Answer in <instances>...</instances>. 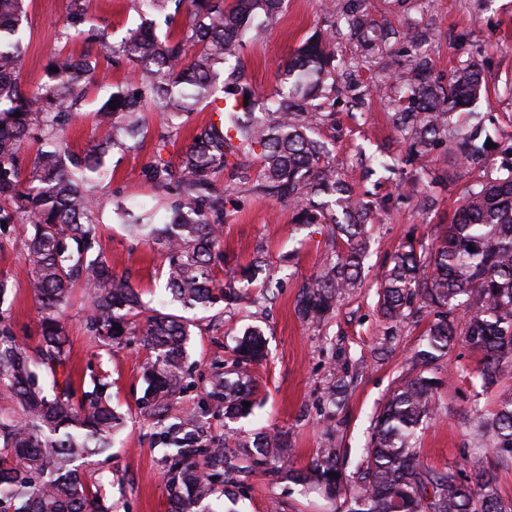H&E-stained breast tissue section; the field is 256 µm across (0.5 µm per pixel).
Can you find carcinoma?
Masks as SVG:
<instances>
[{
  "mask_svg": "<svg viewBox=\"0 0 512 512\" xmlns=\"http://www.w3.org/2000/svg\"><path fill=\"white\" fill-rule=\"evenodd\" d=\"M72 16L74 35L100 46L80 60H57L49 81L34 90L21 88L24 68V0H0V236L10 225L24 226L29 289L37 311L38 345H19L4 307L11 287L0 277V393L17 407L0 417V512H112L104 505L78 460L112 448L123 418L110 405V383L76 392L68 370L69 349L64 312L75 287L89 298L86 330L105 346L132 336L149 353L147 384L139 409L151 420V442L171 448L170 512H202L203 503L224 493L225 452L230 439L211 433L209 402L224 403V418L249 412L242 403L253 395L248 367L265 357L263 332L253 327L235 346L237 379L215 374L197 407L179 416L173 402L193 386L186 366L192 335L184 317L141 301L126 276H117L98 241L97 200L89 186L104 165L109 148L145 136L142 106L149 104L166 125L182 119L205 102L217 116L196 134L177 164L156 153L145 175L174 197L169 216L159 226L136 220L128 232L166 253V288L185 308H208L222 298L244 299L239 284L253 279L266 263L225 274L222 235L228 197L213 174L243 166L257 157L262 169L252 191L295 208V223L328 227L334 259L325 264L297 299L302 320L323 322L340 299L359 285L367 256L368 225L376 219L372 205L361 200L345 174L329 159L325 142L313 136L314 124L334 115L342 94L352 107L369 92L356 75L366 64L382 65L375 90L393 110L394 126L409 141L404 167L432 157L446 141L455 162L473 166L489 162L482 128L458 124L457 112L487 95L480 67L467 62L443 83L430 61L418 51L430 32L414 27L401 35L371 16L366 0H343V16L356 57L336 65L334 27L314 33L279 68L273 95L255 93L244 69L230 66L247 36L258 37L263 22L277 15L280 0H139L144 23L126 31L112 45L103 32L84 31L81 0ZM173 12L171 23L190 17L181 35L156 39L150 13ZM128 60L143 67L141 83L119 88L97 110L99 135L80 153L62 135L78 116L91 85L103 75L100 58ZM20 116H15V113ZM38 143L31 168L24 167L26 143ZM367 176L396 162L383 158L361 162ZM504 175H481L462 197L455 219L442 226L429 251L405 240L380 274L377 293L381 315L394 325L413 314L416 302L433 319L414 360L424 370L390 392L372 427L361 465L351 474L339 466L338 448L322 449L304 471H288L303 487L325 491L335 512H512V500L500 494L493 472L512 468V388L498 395L492 412L472 410L470 474L451 467L437 471L424 463L418 431L436 416L435 396L441 378L426 370L444 357L458 336L480 354L476 378L487 390L512 375V164ZM474 247L469 251L468 247ZM466 317L458 332L457 312ZM494 450L491 462L478 452ZM242 458L267 473L281 470L288 439L265 432L253 443L234 442ZM206 458L201 468L195 457Z\"/></svg>",
  "mask_w": 512,
  "mask_h": 512,
  "instance_id": "1",
  "label": "carcinoma"
}]
</instances>
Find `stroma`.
<instances>
[{
    "mask_svg": "<svg viewBox=\"0 0 512 512\" xmlns=\"http://www.w3.org/2000/svg\"><path fill=\"white\" fill-rule=\"evenodd\" d=\"M324 2L286 0L262 38L243 45L240 59L256 92L273 93L279 65L323 27ZM83 8L87 26L105 30L113 43L142 21L136 0H83ZM368 8L377 19L399 28L410 18L428 25L433 38L424 51L441 77H448L460 63L479 60L491 97L477 103L476 109L492 114L487 129L494 141L512 143V0H368ZM70 13V0H28L22 85L32 89L42 85L51 61L76 58L86 51L84 41L68 35ZM463 33L469 34V43L460 42ZM142 75L140 66L125 63L111 68L107 82L91 87L78 117L65 131L71 151H81L96 137L95 111L114 87L138 83ZM145 117V138L135 147L110 150L108 172L97 180L94 192L99 201L100 245L113 272L129 276L143 302L154 307L169 298L165 258L156 247L129 235L116 203L163 210L165 199L147 182L146 165L162 142L167 145L165 158L178 162L212 114L206 105H199L175 134L158 113L149 111ZM319 133L330 143L337 169L353 182L361 198L373 200L376 206L360 285L321 325L301 320L298 295L333 256L326 228L294 224L292 205L251 194L258 160L250 161L242 177L219 173L217 180L230 197L224 208L227 268L246 265L258 253L265 256L269 268L259 273L248 298L237 306L229 309L218 303L206 312L192 311L198 326L187 347V364L194 371L195 386L176 409L193 408L215 368L231 369L236 338L247 327H259L267 339L268 358L250 369L258 392L250 414L233 423L239 439L251 441L261 432L287 434L293 469L308 468L320 449L336 448L343 470L350 473L361 463L362 448L383 398L403 379L418 373L412 356L431 320L427 314L418 320L406 319L393 335L391 353L378 355L389 323L376 311L377 275L407 234L431 248L441 225L450 223L460 206L472 174L449 166L446 186L422 185L411 195L399 190V175L389 172H378L372 182L360 181L361 158L398 157L407 150L392 125L389 108L374 94L358 108L338 104L332 121L320 126ZM237 196L242 205H233ZM1 275L13 288L15 337L19 343L35 345L30 267L18 235H11L0 250ZM86 307L83 292L75 291L65 320L74 377L79 381L106 378L111 404L124 416L125 425L116 434L110 454L96 457L84 472L111 504L112 512H168L165 451L152 446L151 423L137 407L147 353L136 343L112 347L98 343L85 328ZM478 360V354L461 340L431 367L443 385L436 397V418L420 431L419 447L422 460L436 470L465 467L473 406L496 408V390H482L475 378ZM339 381L345 386L346 400L335 410L326 404L324 392ZM234 479L238 487L233 497L215 501V512H331L333 508L322 494L302 492L283 472L238 473Z\"/></svg>",
    "mask_w": 512,
    "mask_h": 512,
    "instance_id": "1",
    "label": "stroma"
}]
</instances>
